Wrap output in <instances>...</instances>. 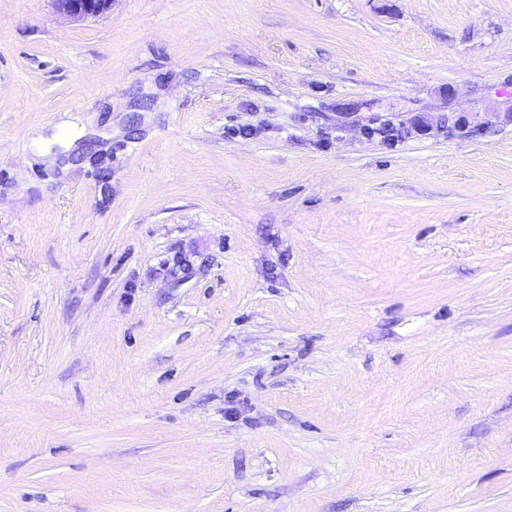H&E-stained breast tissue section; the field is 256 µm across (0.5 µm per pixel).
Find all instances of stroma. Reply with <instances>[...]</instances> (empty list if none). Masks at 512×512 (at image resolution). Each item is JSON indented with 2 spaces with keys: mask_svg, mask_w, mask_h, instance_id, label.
<instances>
[{
  "mask_svg": "<svg viewBox=\"0 0 512 512\" xmlns=\"http://www.w3.org/2000/svg\"><path fill=\"white\" fill-rule=\"evenodd\" d=\"M0 512H512V0H0ZM57 12L75 20H83L104 14L112 0H53Z\"/></svg>",
  "mask_w": 512,
  "mask_h": 512,
  "instance_id": "obj_1",
  "label": "stroma"
}]
</instances>
